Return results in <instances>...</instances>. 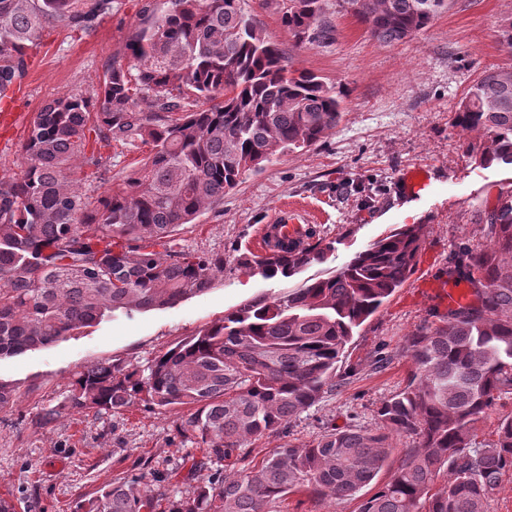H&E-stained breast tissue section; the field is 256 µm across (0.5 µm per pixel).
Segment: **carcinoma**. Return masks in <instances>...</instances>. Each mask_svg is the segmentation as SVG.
Wrapping results in <instances>:
<instances>
[{
  "instance_id": "carcinoma-1",
  "label": "carcinoma",
  "mask_w": 512,
  "mask_h": 512,
  "mask_svg": "<svg viewBox=\"0 0 512 512\" xmlns=\"http://www.w3.org/2000/svg\"><path fill=\"white\" fill-rule=\"evenodd\" d=\"M244 0H164L144 10L94 96L75 92L31 119L18 173L0 176V358L46 347L117 312L172 307L206 292L224 256L177 246L181 227L218 206L241 176L317 145L342 117V96L293 68L256 29ZM295 44L331 38L324 0H266ZM384 43L429 28L448 0H342ZM114 0H0V97L25 75L47 27L90 32ZM455 124L486 135L483 166L512 165V68L484 71L455 109ZM118 144L138 166L97 197ZM485 248L470 254L472 299L443 324L411 338L414 370L378 409L370 429L331 428L248 462L247 441L283 435L342 386L338 363L354 332L401 287L422 246L404 224L349 263L288 294L246 303L156 355L144 369L120 360L77 373L65 399L41 409L119 415L133 405L184 409L178 434L224 467L188 497L167 501L141 478L112 481L76 512H279L288 495L341 500L370 485L414 435L392 477L360 512H487L512 469V417L474 447L471 431L497 394L512 390V203L490 211ZM334 242L278 239L236 265L266 278L322 262ZM0 384V411L20 403ZM450 479L436 487L441 472Z\"/></svg>"
}]
</instances>
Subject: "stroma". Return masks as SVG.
<instances>
[{"label":"stroma","instance_id":"1","mask_svg":"<svg viewBox=\"0 0 512 512\" xmlns=\"http://www.w3.org/2000/svg\"><path fill=\"white\" fill-rule=\"evenodd\" d=\"M150 4L158 8L162 0H118L90 35L42 31L25 98L11 120L0 121V174L18 172L27 128L45 103L98 90L107 64L123 53ZM244 8L295 67L341 91L343 119L311 149L247 171L223 204L179 232L178 243L223 256L224 272L209 291L166 309L119 314L48 347L0 359V382L22 394L17 409L0 412V495L12 494L17 512H73L104 483L141 474L156 490L193 494L202 475L184 464L196 448L176 431L182 410L134 405L116 416L65 413L48 425L39 424L38 412L63 401L86 365L119 359L145 366L225 313L328 277L390 230L418 224L423 243L414 270L346 346L338 364L342 387L301 414L288 438L263 437L246 449L256 462L283 441L307 443L333 424L374 427L382 403L409 380V337L433 330L448 311L434 285L467 291L468 253L486 245L488 211L512 195V167L479 166L473 151L483 137L453 123L457 103L483 70L512 68V53L499 42L501 25L512 19V0H448L429 28L395 44L372 39L338 0H326L337 35L303 47L262 0H245ZM415 168L429 178L418 197L405 183ZM285 203L315 215L316 237L336 241L335 252L289 278L238 268L236 256L251 249L257 227Z\"/></svg>","mask_w":512,"mask_h":512}]
</instances>
